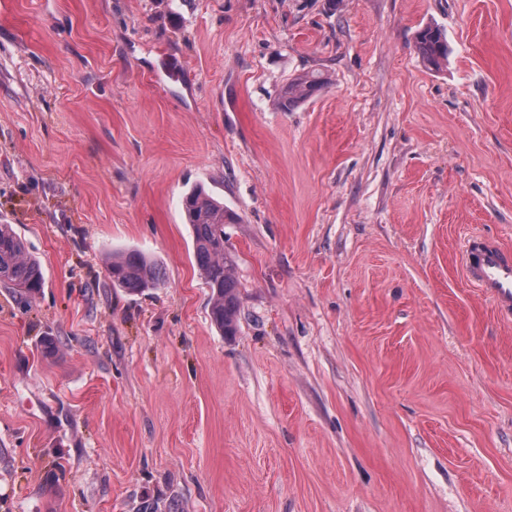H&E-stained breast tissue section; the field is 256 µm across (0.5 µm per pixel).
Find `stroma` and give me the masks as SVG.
<instances>
[{"instance_id":"35a3bbf8","label":"stroma","mask_w":512,"mask_h":512,"mask_svg":"<svg viewBox=\"0 0 512 512\" xmlns=\"http://www.w3.org/2000/svg\"><path fill=\"white\" fill-rule=\"evenodd\" d=\"M0 224L44 277L0 283V512H512V319L460 266L512 247V0H0ZM417 48L423 60L434 68H440L448 59V45L443 32L434 26H426L417 34ZM327 84V78L320 72L308 71L300 74L282 87L278 96L279 105L284 112H288L297 104L324 90ZM183 208L186 223L193 228L197 265L213 294L211 321L224 336H236L239 286L231 275L234 260L224 249V224H234L237 218L202 186L184 195ZM108 274L114 285L133 293L157 288L160 283L159 269L146 255L136 250L113 257Z\"/></svg>"}]
</instances>
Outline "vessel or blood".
Instances as JSON below:
<instances>
[{
  "mask_svg": "<svg viewBox=\"0 0 512 512\" xmlns=\"http://www.w3.org/2000/svg\"><path fill=\"white\" fill-rule=\"evenodd\" d=\"M462 268L467 282L487 297L500 315H512V249L472 238L463 252Z\"/></svg>",
  "mask_w": 512,
  "mask_h": 512,
  "instance_id": "vessel-or-blood-1",
  "label": "vessel or blood"
}]
</instances>
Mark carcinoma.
I'll list each match as a JSON object with an SVG mask.
<instances>
[{"mask_svg": "<svg viewBox=\"0 0 512 512\" xmlns=\"http://www.w3.org/2000/svg\"><path fill=\"white\" fill-rule=\"evenodd\" d=\"M417 48L423 60L438 68L448 59V45L443 32L426 26L417 34ZM327 78L320 72L308 71L288 82L279 92L278 101L285 112L324 90ZM186 223L193 228L195 259L214 302L211 321L226 336L238 333V283L231 275L234 260L224 249V225L236 223V216L224 210L201 186L192 188L183 198ZM112 282L133 293L155 288L160 271L143 253L131 250L112 258L108 268ZM0 282L10 285L25 297L33 296L43 287L39 262L32 258L22 238L8 224H0Z\"/></svg>", "mask_w": 512, "mask_h": 512, "instance_id": "1", "label": "carcinoma"}]
</instances>
